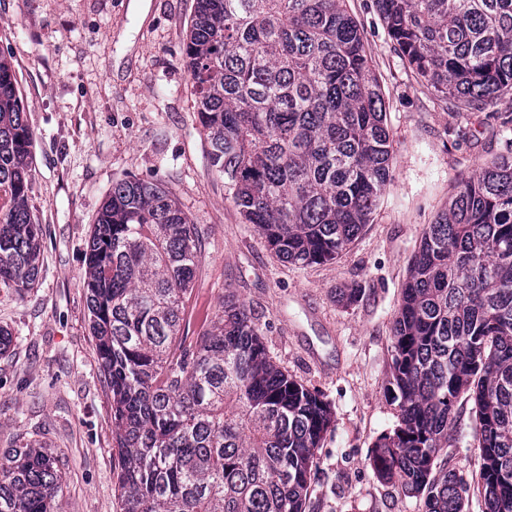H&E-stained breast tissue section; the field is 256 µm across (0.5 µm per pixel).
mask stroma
I'll return each instance as SVG.
<instances>
[{
  "mask_svg": "<svg viewBox=\"0 0 512 512\" xmlns=\"http://www.w3.org/2000/svg\"><path fill=\"white\" fill-rule=\"evenodd\" d=\"M386 92L391 180L371 224L327 264L280 261L209 164L183 48L193 0H0V53L13 56L33 132L29 206L43 227L38 278L0 288V455L34 444L63 464L58 512H120L112 394L89 332L91 227L114 183L164 184L200 234L188 336L221 298L249 309L273 360L321 392L332 423L306 512H422L375 476L369 455L393 427L390 328L423 230L458 181L512 147V96L483 112L443 109L397 53L375 0H345ZM359 285L344 306L336 290ZM462 403L448 466L471 478L477 443Z\"/></svg>",
  "mask_w": 512,
  "mask_h": 512,
  "instance_id": "obj_1",
  "label": "stroma"
}]
</instances>
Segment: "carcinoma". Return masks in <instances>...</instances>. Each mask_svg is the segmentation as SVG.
Here are the masks:
<instances>
[{
	"instance_id": "carcinoma-1",
	"label": "carcinoma",
	"mask_w": 512,
	"mask_h": 512,
	"mask_svg": "<svg viewBox=\"0 0 512 512\" xmlns=\"http://www.w3.org/2000/svg\"><path fill=\"white\" fill-rule=\"evenodd\" d=\"M394 49L443 106L512 92V0H376ZM185 63L208 158L235 206L288 263L335 260L390 181L385 95L345 0H194ZM32 133L0 54V286L36 282ZM199 231L173 193L112 185L87 253L90 329L112 393L121 512H305L331 423L323 395L271 360L244 303L211 331L183 322ZM394 428L370 466L423 512H512V151L464 177L427 225L391 327ZM473 401L472 481L441 465ZM61 462L13 448L0 512H54Z\"/></svg>"
}]
</instances>
